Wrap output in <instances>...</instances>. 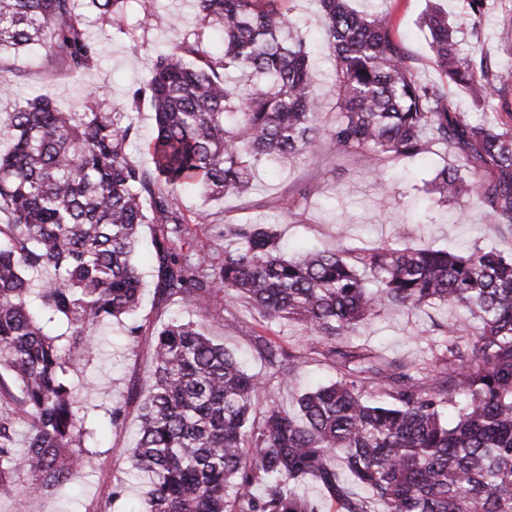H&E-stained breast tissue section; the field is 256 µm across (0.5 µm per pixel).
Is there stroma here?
<instances>
[{
	"instance_id": "obj_1",
	"label": "stroma",
	"mask_w": 512,
	"mask_h": 512,
	"mask_svg": "<svg viewBox=\"0 0 512 512\" xmlns=\"http://www.w3.org/2000/svg\"><path fill=\"white\" fill-rule=\"evenodd\" d=\"M288 6L295 28L306 37L312 51L310 63L321 100V124L330 126L336 112V80L333 53L321 29L319 2L288 0ZM352 6L359 11L386 14L413 56L418 77L425 82L439 81L427 32L420 22L427 7L425 0H352ZM439 6L457 27L462 49L479 46L493 67L512 69V0H494L478 26L474 25L465 0H439ZM195 27L192 0H152L146 9L137 0H129L122 26L105 29L97 21L87 26L100 50L101 63L96 69L71 77L43 56L22 55L10 69L1 71L0 83L8 85L9 92L0 95V119L46 87L64 107L82 103L89 91L98 90L106 92L113 107L128 109L136 81L151 67L156 54L180 42ZM453 162V150L444 147L432 148L414 160L395 159L387 169L388 183L382 186L360 157L324 149L286 169L261 168L247 196L228 195L218 203L186 196L181 203L190 216L209 210L225 224L272 225L294 252L371 247L397 236L411 247H497V240L485 234L490 216L480 195L439 203L424 191V180ZM284 198L295 200V208H280L279 202ZM138 268L146 295L141 312L144 329L137 346H128L119 325L104 326L98 333V353L71 374L77 407L99 418L98 431L90 444L92 463L63 490L44 497L42 512H94L99 491L107 485L121 489L110 512H128L131 502L143 490L132 469L130 452L136 442L137 418L128 400L149 384L153 329L174 316L191 319L194 312L181 304L156 309L150 245H142ZM453 315L448 308L388 309L358 325L347 342L363 351L401 357L423 366L430 363L443 328ZM207 326L210 335L243 358L251 371H263L264 364L249 342L250 331L260 329L261 323L240 298L225 295L222 315L209 318ZM270 337L288 351L302 347L311 350L316 342L315 337L293 324L275 327ZM335 375L334 368L311 350L295 389H277L275 401L293 409L297 392ZM121 405L127 408L125 419L119 426H111L107 411Z\"/></svg>"
}]
</instances>
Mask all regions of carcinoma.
I'll list each match as a JSON object with an SVG mask.
<instances>
[{"mask_svg": "<svg viewBox=\"0 0 512 512\" xmlns=\"http://www.w3.org/2000/svg\"><path fill=\"white\" fill-rule=\"evenodd\" d=\"M128 2L0 0V69L9 51L30 47L70 74L94 69L100 56L79 6L119 26ZM195 2L199 26L220 28L224 49L207 51L189 33L132 92V107L147 101L154 111L151 167L127 153L129 113L98 92L76 112L46 89L0 120V141L10 142L0 152V212L9 214L0 224V491L20 488L33 501L90 465L95 432L70 374L99 325L142 332L133 258L150 224L155 304L187 305L200 320L155 332L150 384L135 394L131 458L149 477L136 512H321L300 492L307 482L337 512H512V247L387 243L290 256L268 224H213L200 212L194 221L224 240L202 256L188 252L192 220L180 202L193 192L211 202L244 196L258 163L290 165L323 146L361 155L383 183L387 160L450 145L456 164L427 192L479 194L491 234L512 243V132L448 105L450 83L491 104L512 91V69L462 53L448 14L432 5L423 24L442 79L424 83L387 17L320 0L338 87L324 129L310 52L284 0ZM230 292L265 329L296 322L320 338L336 380L301 394L294 411L276 405L272 384L292 385L306 356L252 331L267 373L245 370L203 323ZM436 305L477 324L448 323L453 340L427 372L341 345L384 310Z\"/></svg>", "mask_w": 512, "mask_h": 512, "instance_id": "1", "label": "carcinoma"}]
</instances>
